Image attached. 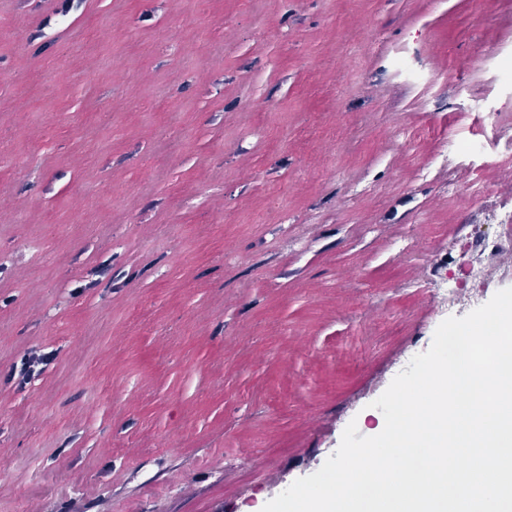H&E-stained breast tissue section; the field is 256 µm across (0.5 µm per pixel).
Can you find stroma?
I'll return each mask as SVG.
<instances>
[{
	"mask_svg": "<svg viewBox=\"0 0 512 512\" xmlns=\"http://www.w3.org/2000/svg\"><path fill=\"white\" fill-rule=\"evenodd\" d=\"M56 4L0 0V512H261L512 209V0ZM51 355L41 351H30L23 354L12 367V378H17L20 384H27L39 377L50 364Z\"/></svg>",
	"mask_w": 512,
	"mask_h": 512,
	"instance_id": "1",
	"label": "stroma"
}]
</instances>
